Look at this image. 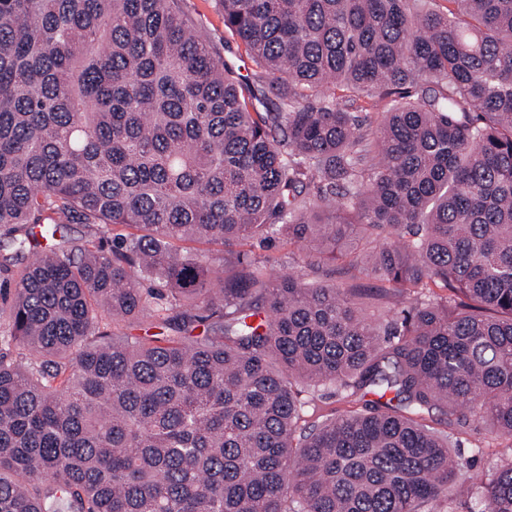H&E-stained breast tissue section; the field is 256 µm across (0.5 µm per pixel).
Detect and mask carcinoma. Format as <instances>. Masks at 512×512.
Here are the masks:
<instances>
[{"instance_id": "cac0c4a2", "label": "carcinoma", "mask_w": 512, "mask_h": 512, "mask_svg": "<svg viewBox=\"0 0 512 512\" xmlns=\"http://www.w3.org/2000/svg\"><path fill=\"white\" fill-rule=\"evenodd\" d=\"M438 2L219 0L240 78L177 0H0V512H512L455 451L512 440V0ZM244 249H251L259 257L275 258L281 262V266L277 267L279 273H288V270L294 271L308 281L336 284V287L340 288H369L371 286L379 288L381 286V282L364 275L357 279H350V276L345 273L341 261L323 264L319 268H309L296 249L288 245H281V243L264 244V246L254 243L253 246L248 245ZM372 395L361 398L359 395L348 400L341 399L333 390H325L316 393L309 407V413L314 415L330 413L332 410H356L362 409L366 400L374 399ZM460 434L461 448H456L464 457L474 459L478 467L488 468L499 459L512 454L511 442L493 434L482 422L470 418L469 424ZM481 442L483 448H474Z\"/></svg>"}]
</instances>
